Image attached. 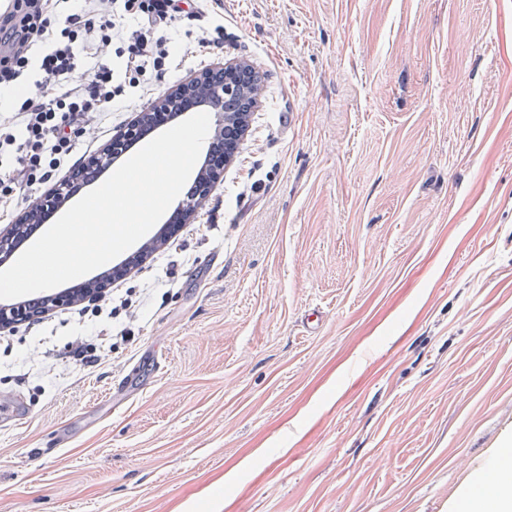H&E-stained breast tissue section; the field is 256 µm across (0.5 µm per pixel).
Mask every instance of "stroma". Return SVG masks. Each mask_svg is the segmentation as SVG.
<instances>
[{"label":"stroma","mask_w":512,"mask_h":512,"mask_svg":"<svg viewBox=\"0 0 512 512\" xmlns=\"http://www.w3.org/2000/svg\"><path fill=\"white\" fill-rule=\"evenodd\" d=\"M169 50L55 181L222 60L259 104L131 312L0 339V512H456L512 437V0H208Z\"/></svg>","instance_id":"35a3bbf8"}]
</instances>
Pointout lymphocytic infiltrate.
<instances>
[{"label": "lymphocytic infiltrate", "instance_id": "f902f5d3", "mask_svg": "<svg viewBox=\"0 0 512 512\" xmlns=\"http://www.w3.org/2000/svg\"><path fill=\"white\" fill-rule=\"evenodd\" d=\"M69 0H8L0 10V86L16 81L29 62L41 75L26 98L17 127L0 126V206L8 207L38 176L63 167L73 151L69 133L89 123L123 95L126 83L111 63L85 67L72 48L79 36L96 35L99 47L123 42L119 52L128 83L145 84L169 62V28L183 0H112V18L96 20L95 0L69 12ZM63 18L61 40L48 39L50 15Z\"/></svg>", "mask_w": 512, "mask_h": 512}]
</instances>
